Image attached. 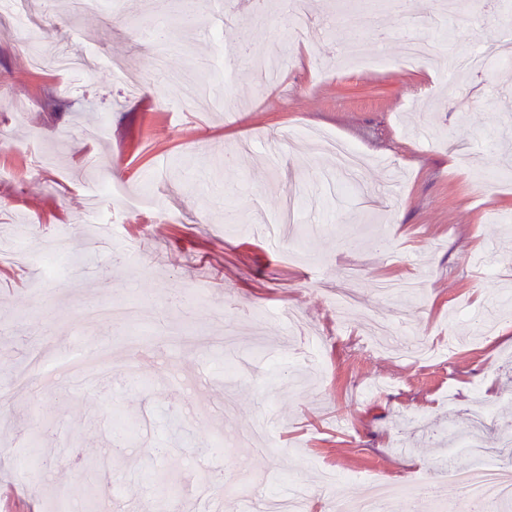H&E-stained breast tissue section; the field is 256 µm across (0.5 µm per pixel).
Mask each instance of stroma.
Returning <instances> with one entry per match:
<instances>
[{
	"label": "stroma",
	"instance_id": "35a3bbf8",
	"mask_svg": "<svg viewBox=\"0 0 512 512\" xmlns=\"http://www.w3.org/2000/svg\"><path fill=\"white\" fill-rule=\"evenodd\" d=\"M28 0L23 20L0 13V512H79L94 486L99 512H165L151 475L179 472L185 512H208L206 472L224 512H263L266 494L303 498L307 512L357 502L367 482L431 487L434 512H456L452 479L480 460L512 456V62L437 84L448 55L494 46L512 26V0L379 6L380 24L447 32L430 60L356 68L342 48L361 10L309 0L302 40L289 38L275 0L226 25L215 0ZM172 28L167 68L209 61L196 99L179 100L136 31ZM72 52L119 53L125 76L37 74L32 34ZM288 59L275 90L239 66L216 70L230 37ZM246 101L234 116L213 88ZM339 137L366 159L350 189L335 159L306 138ZM147 192L179 220L105 200L111 248L86 213L99 186ZM70 236L82 274L49 276L44 250ZM355 300L337 308L333 285ZM104 349L137 388L111 376L64 395L46 364ZM496 424L476 457L457 448L473 411ZM46 437L29 464L28 424ZM139 434L114 447L119 416Z\"/></svg>",
	"mask_w": 512,
	"mask_h": 512
}]
</instances>
